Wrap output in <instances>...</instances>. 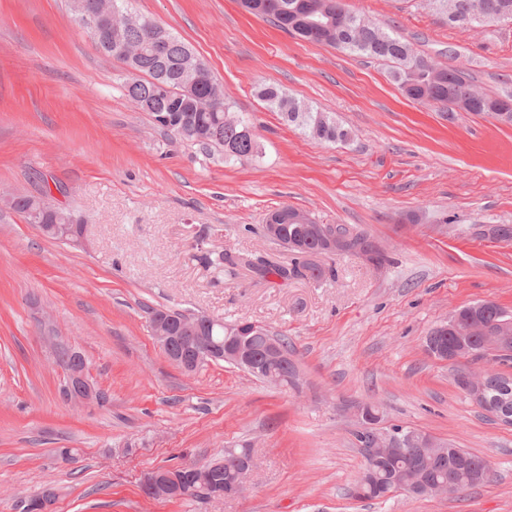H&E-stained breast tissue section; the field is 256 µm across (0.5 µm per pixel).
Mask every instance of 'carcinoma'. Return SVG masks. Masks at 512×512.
I'll return each instance as SVG.
<instances>
[{
    "label": "carcinoma",
    "instance_id": "1",
    "mask_svg": "<svg viewBox=\"0 0 512 512\" xmlns=\"http://www.w3.org/2000/svg\"><path fill=\"white\" fill-rule=\"evenodd\" d=\"M425 5L442 16L455 15V25L464 27L461 17L468 14L474 0H423ZM485 5L486 17L492 19L503 11L512 13V0H480ZM242 8L258 16L282 32L310 43L333 47L344 53L371 59L388 68L390 77L410 99L441 106L448 112L454 107L448 102V92L456 101L465 102L468 112L492 114L506 105L512 106V95L492 97L471 83L463 70L448 69L418 56L411 45L387 23L371 20L348 10L343 0H240ZM165 43V53L155 54L149 32L139 25L127 26L121 37L138 47L139 52L123 59L127 66L124 82L126 96L140 109L154 116L158 113L178 117L175 126L164 131L182 142L197 145L204 150L215 149L224 154V162L249 160L259 156L261 146L249 122L237 115L224 98V88L212 80L194 88L190 93L179 90L185 69L192 66L207 67L206 62L182 39L164 26H159ZM259 97L273 111L282 113L286 121L298 123L318 141L345 140L349 132L328 119L324 113L308 106H301L285 97L275 85H264ZM43 200L23 195L15 211L23 214L30 224H48ZM295 208L283 206L274 211L281 217V231L290 239H300L309 247L317 246L316 225L294 224L288 215ZM346 252L370 254L378 266L388 257L366 234L355 233L354 241ZM201 259L223 272L227 277L236 275L242 263L262 278L270 275L283 281L308 279L319 282L332 275L329 267H320L309 260L291 266L273 264L261 257L244 260L227 251L205 253ZM228 325L219 319L201 324L192 332L194 336H209L215 343H223ZM242 345L255 361L272 371L282 386H296L299 370L293 359L294 348L287 336L262 325L246 322L241 333ZM277 343L283 354L267 357L270 343ZM483 336H437L433 345L450 350L462 343L471 350L484 348ZM446 457L434 462L425 454H395L378 458L365 464V473L358 481L361 498L384 499L394 481L408 482L418 475L438 482H455L466 488L484 483L483 470L488 465L485 458L450 443H444ZM178 478L200 489L205 497L224 490V465L208 463L196 469L176 470Z\"/></svg>",
    "mask_w": 512,
    "mask_h": 512
}]
</instances>
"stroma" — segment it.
Returning a JSON list of instances; mask_svg holds the SVG:
<instances>
[{
	"mask_svg": "<svg viewBox=\"0 0 512 512\" xmlns=\"http://www.w3.org/2000/svg\"><path fill=\"white\" fill-rule=\"evenodd\" d=\"M345 3L393 23L434 63L457 51L484 92L512 91V25L451 26L419 0ZM132 6L204 59L262 153L228 164L156 126L70 0H0V191L46 195L84 236L55 241L0 209V512L48 488L53 512H512V426L454 381L489 362L425 350L462 306L512 313V123L414 102L383 66L293 38L237 0ZM263 84L327 113L349 139L312 140L268 110ZM282 205L367 233L388 263L326 255L334 277L284 282L245 266L230 279L202 262L223 249L294 263L262 230ZM148 306L286 334L299 387L223 362L184 373L155 343ZM60 347L84 357L103 404L66 402ZM359 402L378 404L382 426L486 458L492 480L451 497H353L365 467ZM241 446L254 462L241 496L139 490L149 470Z\"/></svg>",
	"mask_w": 512,
	"mask_h": 512,
	"instance_id": "obj_1",
	"label": "stroma"
}]
</instances>
